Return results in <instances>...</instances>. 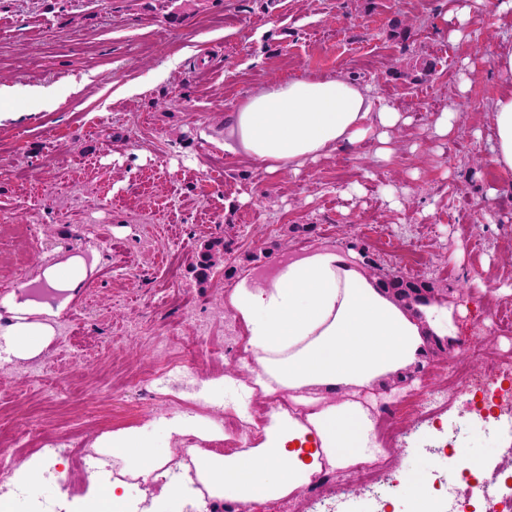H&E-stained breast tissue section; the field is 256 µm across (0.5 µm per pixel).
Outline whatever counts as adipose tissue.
<instances>
[{
    "label": "adipose tissue",
    "mask_w": 512,
    "mask_h": 512,
    "mask_svg": "<svg viewBox=\"0 0 512 512\" xmlns=\"http://www.w3.org/2000/svg\"><path fill=\"white\" fill-rule=\"evenodd\" d=\"M491 22L505 33L491 60L500 91L491 126L492 167L512 177V0H493ZM394 106L376 105L368 91L345 79L295 78L265 85L234 114L224 151L242 153L267 172H299L364 141L387 162L395 150L390 129L404 123ZM227 305L248 336L243 365L247 395L287 391L288 406L273 408L243 448L220 456L198 448L176 459L136 431L105 434L99 447L112 451L117 475L112 501L124 499L127 478L156 477L157 492L146 512L180 503L187 486L166 478L169 464L193 473L212 497L243 504L293 494L323 466L346 467L371 445L373 422L360 401L375 385L414 364L430 336L456 333L452 307L425 302L406 307L365 275L351 252L331 247L282 263L266 281L240 276ZM0 333V351L19 359L37 356L52 334L36 310L14 307Z\"/></svg>",
    "instance_id": "obj_1"
}]
</instances>
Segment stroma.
Segmentation results:
<instances>
[{"label": "stroma", "instance_id": "stroma-1", "mask_svg": "<svg viewBox=\"0 0 512 512\" xmlns=\"http://www.w3.org/2000/svg\"><path fill=\"white\" fill-rule=\"evenodd\" d=\"M448 0H0V87L54 86L52 111L35 99L9 105L0 122V325L10 302L48 267L81 260L86 278L68 302L49 299L54 329L30 359H0V463L18 469L37 445L64 438L92 448L103 433L174 418L162 372L196 383L187 416L223 436L225 414L246 415L245 350L214 364L234 315L224 296L238 276L298 247L356 249L398 271L396 255L420 247L419 277L434 300L453 305L451 351L512 352V333L493 325L512 307V187L497 186L487 138L499 84L487 55L498 36L486 21L461 43L440 29ZM339 77L368 88L377 104L411 119L390 136L392 161L364 142L299 173L266 172L224 152L237 107L273 81ZM458 113L447 140L431 135L437 113ZM498 187L489 197L490 187ZM32 227L31 254L14 250L18 225ZM391 236L381 246L373 232ZM224 239L233 267L198 287L192 264L202 243ZM177 255V279L166 259ZM188 337L160 361L154 336ZM426 350L385 397L440 384ZM462 446L485 471L512 466V441L476 435L469 413ZM434 430L410 419L386 453L371 494L409 512L393 489L403 473L458 478L454 460L431 450ZM89 470L36 493L45 512H76ZM327 492L347 512H368L371 494L342 467Z\"/></svg>", "mask_w": 512, "mask_h": 512}]
</instances>
